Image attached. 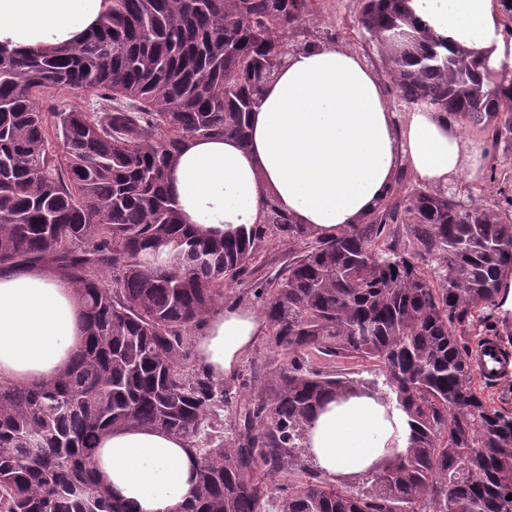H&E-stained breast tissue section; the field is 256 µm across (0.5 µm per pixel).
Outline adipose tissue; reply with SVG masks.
I'll list each match as a JSON object with an SVG mask.
<instances>
[{"instance_id": "obj_1", "label": "adipose tissue", "mask_w": 512, "mask_h": 512, "mask_svg": "<svg viewBox=\"0 0 512 512\" xmlns=\"http://www.w3.org/2000/svg\"><path fill=\"white\" fill-rule=\"evenodd\" d=\"M435 37L499 68L512 55L500 0H408ZM107 0H0V44L37 49L75 41ZM489 146L458 117L416 109L397 117L375 73L324 43L288 54L263 88L247 142L191 141L169 174L184 223L234 234L263 217L268 195L296 223L331 239L362 223L387 198L401 165L431 188L480 180ZM265 333L249 306L225 305L207 318L196 357L216 379L235 374ZM84 339L83 311L70 282L49 266L0 274V382L56 377ZM406 417L376 393L331 399L306 436L307 456L331 480L349 482L404 448ZM199 460L183 439L151 428L106 433L96 474L134 512H178L194 494Z\"/></svg>"}]
</instances>
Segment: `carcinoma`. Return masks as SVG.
Masks as SVG:
<instances>
[{
  "mask_svg": "<svg viewBox=\"0 0 512 512\" xmlns=\"http://www.w3.org/2000/svg\"><path fill=\"white\" fill-rule=\"evenodd\" d=\"M312 0H110L79 42L0 45V270L46 264L83 307L84 341L41 384H0V512H132L94 470L107 432L158 428L199 457L179 512H512V412L482 397L468 347L512 272V195L459 209L442 188H393L362 224L320 239L267 197L234 237L181 222L168 175L197 138L247 140L259 91ZM358 30L406 106L449 112L512 151V65L497 70L412 25L406 0H357ZM90 92L96 111L37 105ZM299 246L271 279L267 235ZM112 271L115 279L101 277ZM251 290L274 370L224 387L187 367L191 330ZM358 359L363 383L309 364ZM365 388L407 416L406 448L348 490L305 459L315 412ZM236 404L232 432L217 408Z\"/></svg>",
  "mask_w": 512,
  "mask_h": 512,
  "instance_id": "cac0c4a2",
  "label": "carcinoma"
}]
</instances>
